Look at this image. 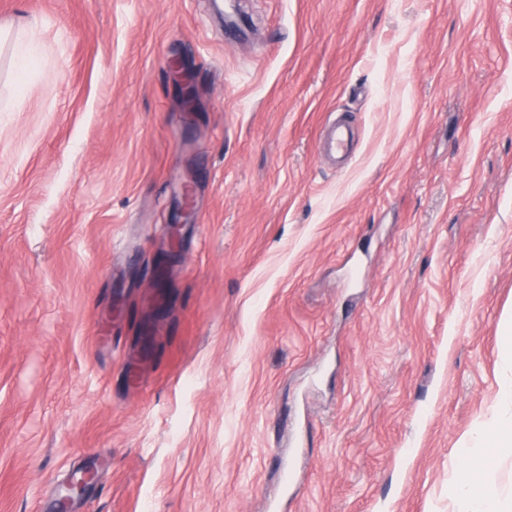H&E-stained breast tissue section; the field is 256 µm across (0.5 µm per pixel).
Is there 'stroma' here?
I'll use <instances>...</instances> for the list:
<instances>
[{"label": "stroma", "instance_id": "35a3bbf8", "mask_svg": "<svg viewBox=\"0 0 512 512\" xmlns=\"http://www.w3.org/2000/svg\"><path fill=\"white\" fill-rule=\"evenodd\" d=\"M18 26L0 512L87 465L68 512H453L512 312V0H0ZM37 53L36 47L31 43L23 39H17L12 45V60L15 81L22 78L24 73V64L35 57ZM348 148L349 134L346 125L343 122H333L328 128L326 136L321 139V154H330L336 157L347 152Z\"/></svg>", "mask_w": 512, "mask_h": 512}]
</instances>
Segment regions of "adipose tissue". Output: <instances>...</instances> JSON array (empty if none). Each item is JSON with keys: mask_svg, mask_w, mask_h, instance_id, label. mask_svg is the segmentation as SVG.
<instances>
[{"mask_svg": "<svg viewBox=\"0 0 512 512\" xmlns=\"http://www.w3.org/2000/svg\"><path fill=\"white\" fill-rule=\"evenodd\" d=\"M507 333L502 357V380L496 410L479 421L467 441L469 456L495 449L497 456L512 455V318L504 324ZM448 493L454 512H512V491L500 487L492 466H465Z\"/></svg>", "mask_w": 512, "mask_h": 512, "instance_id": "ef3b65f1", "label": "adipose tissue"}]
</instances>
